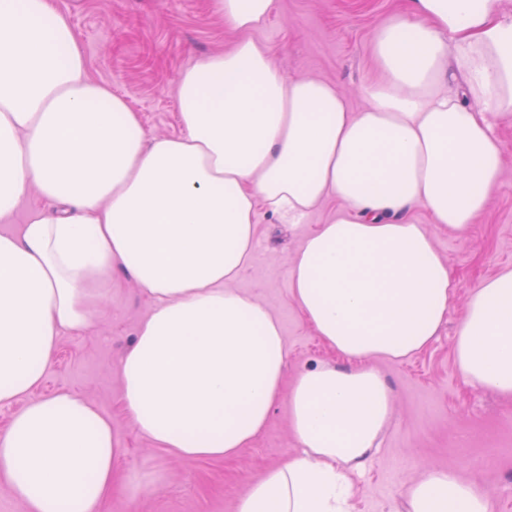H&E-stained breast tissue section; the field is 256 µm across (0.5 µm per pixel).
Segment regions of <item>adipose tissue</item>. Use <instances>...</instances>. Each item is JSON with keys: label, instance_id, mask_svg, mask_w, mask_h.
Here are the masks:
<instances>
[{"label": "adipose tissue", "instance_id": "adipose-tissue-1", "mask_svg": "<svg viewBox=\"0 0 512 512\" xmlns=\"http://www.w3.org/2000/svg\"><path fill=\"white\" fill-rule=\"evenodd\" d=\"M217 5L236 41L180 75L184 136L149 140L88 77L53 0H0V222L33 194L54 208L0 234V402L41 379L119 270L153 301L119 363L136 428L175 457L226 459L287 394L300 450L235 512H354L351 476L394 398L372 362L423 351L457 288L411 213L465 231L503 170L512 15L497 0H407L373 37L385 79L354 112L336 84L286 77L252 39L274 0ZM329 199L339 207L299 246L291 292L349 365L288 385L278 321L228 284L253 259L259 208L297 224ZM453 355L465 384L512 398V268L469 290ZM121 454L111 419L62 392L0 433V476L27 512H102ZM400 497L404 512H495L452 467L424 469Z\"/></svg>", "mask_w": 512, "mask_h": 512}]
</instances>
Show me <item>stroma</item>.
I'll use <instances>...</instances> for the list:
<instances>
[{
    "mask_svg": "<svg viewBox=\"0 0 512 512\" xmlns=\"http://www.w3.org/2000/svg\"><path fill=\"white\" fill-rule=\"evenodd\" d=\"M66 14L87 62L89 77L109 85L137 112L146 139L183 133L178 118L179 74L227 47L234 33L216 0H55ZM405 0H275L253 39L289 77L330 80L352 111L361 92L380 77L372 59L375 31ZM498 134L508 150L498 187L483 215L463 234L426 225L460 289L440 332L424 351L402 362L377 361L394 391L390 421L366 468L352 477L356 512H401L395 491L427 467H454L491 492L496 512H512V399L465 384L453 363V341L467 292L504 266L512 267V121ZM336 202L311 210L299 224L263 210L254 257L233 290L264 305L280 321L287 349V380L322 364H340L291 296L290 269L305 236L333 215ZM151 299L123 273L84 331L59 336L41 382L29 394L43 399L65 390L94 404L112 421L121 442L122 477L103 512H234L249 481L295 454L288 398L274 403L265 428L229 459H183L141 434L127 415L118 363L131 347Z\"/></svg>",
    "mask_w": 512,
    "mask_h": 512,
    "instance_id": "1",
    "label": "stroma"
}]
</instances>
